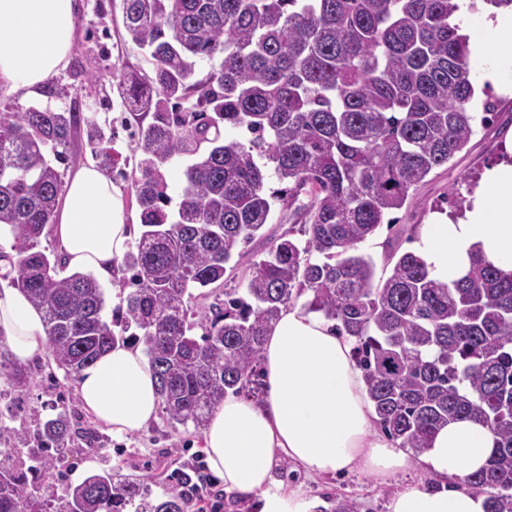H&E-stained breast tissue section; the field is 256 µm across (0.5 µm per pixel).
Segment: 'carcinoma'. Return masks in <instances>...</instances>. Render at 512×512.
Wrapping results in <instances>:
<instances>
[{
	"mask_svg": "<svg viewBox=\"0 0 512 512\" xmlns=\"http://www.w3.org/2000/svg\"><path fill=\"white\" fill-rule=\"evenodd\" d=\"M127 35L154 65L126 72L117 91L139 115L131 133L132 188L143 227L122 259L129 293L104 317L89 274L59 273L40 249L62 191L60 159L91 117L31 107L0 110V227L11 232L0 278L44 315L47 362L78 374L116 343L141 344L171 427L205 428L231 391L260 394L265 331L303 296V308L354 339L377 424L400 448L424 453L434 431L466 418L494 434L469 486L486 512H512V278L475 261L452 284L434 281L413 252L387 254L375 280L358 245L402 208L433 169L468 144L476 116L460 0H122ZM220 59L195 78L196 63ZM485 123L489 117H480ZM245 129L246 142L230 138ZM186 161L176 208L163 170ZM288 195L265 192L268 171ZM298 238L255 261L243 288L227 265L278 202L300 195ZM208 310H193V291ZM201 330L200 336L193 331ZM38 367L0 351V378L23 393ZM63 409L38 423L25 468L0 454V512H56L42 476L96 440ZM64 512H188L171 493L148 500L145 478L103 471L65 488Z\"/></svg>",
	"mask_w": 512,
	"mask_h": 512,
	"instance_id": "cac0c4a2",
	"label": "carcinoma"
}]
</instances>
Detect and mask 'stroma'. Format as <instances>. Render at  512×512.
Here are the masks:
<instances>
[{
    "label": "stroma",
    "instance_id": "obj_1",
    "mask_svg": "<svg viewBox=\"0 0 512 512\" xmlns=\"http://www.w3.org/2000/svg\"><path fill=\"white\" fill-rule=\"evenodd\" d=\"M117 69L144 75L153 71L148 55L126 35L121 0H80V17L67 68L38 96L24 99L0 95V109L22 111L39 105L65 110L77 104L82 112L93 115L95 128L76 129L55 167L66 177L79 166H99L121 189L128 212L135 215L139 208L131 187L133 167L128 162L132 155L129 127L134 118L117 92L113 76ZM469 71L473 84L480 87L475 103H482L489 96L496 97L499 116L496 122L476 125L467 147L448 165L436 169L428 182L411 193L401 209L391 212V225L380 226L374 236L359 244L360 253L374 261L377 278L389 274L385 264L388 248L396 247L402 253L412 250L417 226L429 223L433 214L447 209L449 198L462 194L465 187L497 161L502 151L506 134L501 126L512 121V97L496 96L492 87L482 86L477 65H470ZM103 148L112 150L114 162H101L98 152ZM292 225L287 210L274 209L238 265L226 272L229 287H241L251 263L263 259ZM62 403L80 407L77 379L61 380L55 387L38 377L20 396L6 393L4 382L0 381V424L8 427L34 432L38 421L54 414L56 405ZM203 452L200 433L191 428L170 427L161 414L137 433L117 437L102 431L94 449L71 454L65 466L52 470L40 492L58 494L66 485L81 483L90 471L114 470L146 477L153 497L161 498L176 489L170 480L172 472ZM275 476L284 483L301 486L306 496L319 506H327L336 497H347L356 502L359 512H387L391 497L404 486L430 481L427 472L418 465L377 481L357 471L336 477L312 476L283 462L277 466Z\"/></svg>",
    "mask_w": 512,
    "mask_h": 512
}]
</instances>
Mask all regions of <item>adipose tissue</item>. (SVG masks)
Wrapping results in <instances>:
<instances>
[{"label": "adipose tissue", "mask_w": 512, "mask_h": 512, "mask_svg": "<svg viewBox=\"0 0 512 512\" xmlns=\"http://www.w3.org/2000/svg\"><path fill=\"white\" fill-rule=\"evenodd\" d=\"M78 15L77 0H0V92L27 98L59 75ZM484 30V38L470 42L472 56L484 80L511 96L501 72L512 64V11L486 19ZM129 218L122 192L95 166L70 175L53 218L68 267L110 276L130 249ZM413 248L440 283L464 277L475 256L512 275V140L467 191L461 209L419 225ZM0 338L22 362L45 348L43 314L18 289H0ZM352 348L323 316L298 307L281 311L263 345L262 399L225 396L203 432L225 492L257 496L259 512H310L301 488L275 478L279 461L317 476L359 469L378 478L408 468L409 456L373 431L376 414ZM78 392L85 410L116 436L141 431L160 407L145 354L126 344L86 368ZM493 446L492 432L476 420L440 427L418 459L434 486H406L390 499L388 512H485V496L467 481Z\"/></svg>", "instance_id": "adipose-tissue-1"}]
</instances>
